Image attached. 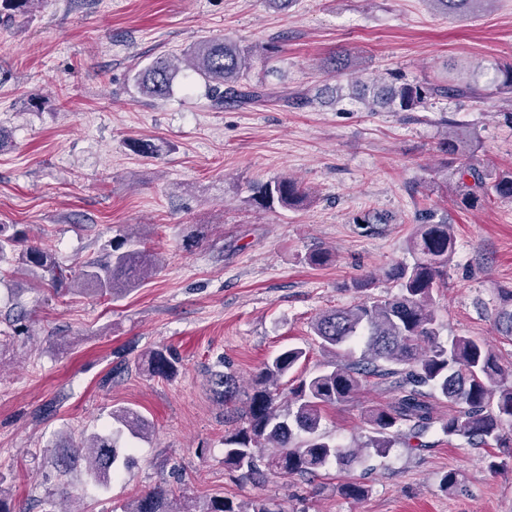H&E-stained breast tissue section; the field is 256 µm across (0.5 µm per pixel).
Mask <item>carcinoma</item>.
I'll return each instance as SVG.
<instances>
[{"label":"carcinoma","mask_w":512,"mask_h":512,"mask_svg":"<svg viewBox=\"0 0 512 512\" xmlns=\"http://www.w3.org/2000/svg\"><path fill=\"white\" fill-rule=\"evenodd\" d=\"M40 0H0V8L26 14ZM445 15L472 11L491 0H428ZM257 54L250 48L224 39L197 43L186 56L187 67L199 75L208 89V98L217 108L250 106L272 100L262 84L242 82ZM356 67L354 56L340 51L325 59L324 69L336 77V85L323 92H339L341 78ZM179 67L168 59H157L133 75L140 93L152 99L167 97ZM350 99L369 112L390 108L394 112H414L432 97L475 94L470 81L448 84L403 82L390 73L366 81L349 76ZM480 140L473 133L455 132L444 142L446 166L459 175L462 197L475 204L492 198L512 201V169L487 171L473 158ZM306 193L298 182L277 177L253 187L251 206L272 210L302 205ZM455 247V236L446 219L434 220L428 214L410 241L413 262L390 267L385 277L397 283L398 294L385 298L368 297L346 307L326 311L312 323L318 347L337 356L351 344L362 345L359 358L332 361L322 370L297 377L289 390L287 403L279 402L281 380L295 371L308 351L301 347L280 350L263 363L255 378L253 392L245 406L236 410L234 428L224 434V467L240 472L256 484L273 473L318 477L336 467L350 470L363 458L362 448L384 455L400 439L408 448H423L421 438L439 424L441 433L453 441L462 438L481 447L499 441L503 423L512 421V372L505 370L496 356L482 343L469 337L444 340L440 336L432 294L445 274ZM8 263L56 276L52 252L28 240L13 224H0V264ZM158 258L150 252L124 244L112 246L106 262L88 261L75 281L80 290L96 295H119L149 280L157 271ZM504 307L498 316L502 333L512 335V291H502ZM177 357L168 348L150 351L138 367L155 377L167 378L176 370ZM376 377L396 391L388 405L367 411L370 435L363 447H343L320 432L323 411L352 399L364 380ZM214 397L221 403H234L240 386L230 372H216L211 378ZM448 401L456 410L445 420L434 415L430 397ZM112 430L93 433L66 452H55L54 463L60 475H67L80 460H87V476L107 487L130 456L123 444L125 436L147 437L151 422L131 407L112 410ZM341 495L361 499L367 488L354 480L332 486ZM121 512H281L271 499L236 505L222 497L196 502L189 497L177 500L163 490L132 500Z\"/></svg>","instance_id":"obj_1"}]
</instances>
